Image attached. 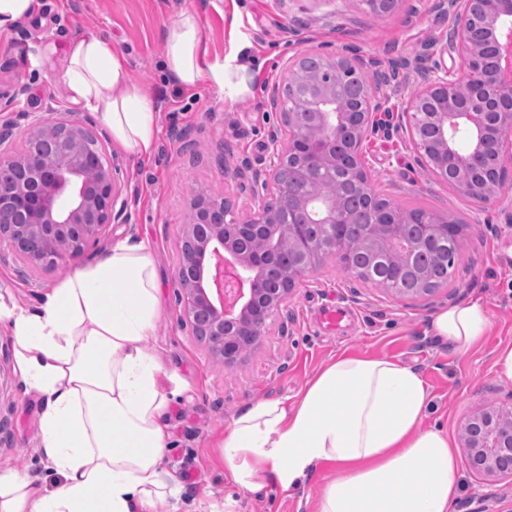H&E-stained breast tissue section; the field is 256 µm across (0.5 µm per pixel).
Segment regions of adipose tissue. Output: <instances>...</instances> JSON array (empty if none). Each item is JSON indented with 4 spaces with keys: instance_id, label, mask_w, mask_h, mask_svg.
Listing matches in <instances>:
<instances>
[{
    "instance_id": "1",
    "label": "adipose tissue",
    "mask_w": 512,
    "mask_h": 512,
    "mask_svg": "<svg viewBox=\"0 0 512 512\" xmlns=\"http://www.w3.org/2000/svg\"><path fill=\"white\" fill-rule=\"evenodd\" d=\"M164 67L187 87L224 86V66L204 58L191 10L167 28ZM62 81L70 101L92 112L118 147L153 154L157 102L130 83L111 42L72 40ZM159 287L148 241L125 238L53 288L37 310L0 303L22 381L44 398L43 453L64 479L49 492L19 472H1L0 512H156L173 496L164 467L170 399L158 385L161 364L142 346L161 314ZM490 326L477 301L449 307L431 324L463 353ZM433 406L421 372L341 355L294 404L247 405L224 438V466L241 489L257 492L263 473L291 489L319 465H333L317 512H451L461 449L442 429L424 427Z\"/></svg>"
}]
</instances>
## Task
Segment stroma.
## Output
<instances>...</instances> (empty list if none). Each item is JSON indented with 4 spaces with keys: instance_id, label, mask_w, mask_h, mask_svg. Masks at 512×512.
<instances>
[{
    "instance_id": "obj_1",
    "label": "stroma",
    "mask_w": 512,
    "mask_h": 512,
    "mask_svg": "<svg viewBox=\"0 0 512 512\" xmlns=\"http://www.w3.org/2000/svg\"><path fill=\"white\" fill-rule=\"evenodd\" d=\"M40 8L0 35V91L22 84L27 92L0 112L5 148L20 149L26 112L73 108L61 81L70 40L96 35L111 40L128 61L132 83L160 102L161 133L151 158L106 146L121 215L113 217L105 243L131 236L151 243L160 275L162 313L148 353L163 366L161 388L171 398L166 416L172 447L168 470L180 480L171 506L177 512H315L329 468H317L303 487L282 489L267 477L264 490L237 488L224 467V435L235 416L263 398L295 401L329 360L346 352L379 356L424 375L440 426L456 438L459 422L476 407L512 396V382L493 372L497 349L512 343V175L497 201L478 204L450 190L420 162L399 120L409 97L430 75L424 56L445 38L450 19L434 0H400L390 14L370 13L359 0H39ZM186 9L198 14L209 61L224 64L223 89L187 87L163 68L165 32ZM345 54L377 61L385 74L382 105L361 150L371 186L404 208L420 207L463 224L465 246L448 285L416 298H394L347 274L341 263L322 265L268 323L265 336L240 360L211 358L190 326L180 321L175 267L178 231L198 189L231 198L246 217L256 199L251 185L230 175L235 166H269L268 133L279 126L273 88L299 55ZM73 273L61 267L34 272L0 247V302L37 308L45 294ZM481 301L492 318L488 336L459 353L431 332L433 318L454 305ZM16 338L0 325V472L16 470L47 490L63 478L41 453L43 397L25 389L15 359ZM461 491L451 512H473L489 496L493 512H512V480L489 483L458 461Z\"/></svg>"
}]
</instances>
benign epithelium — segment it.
<instances>
[{
  "mask_svg": "<svg viewBox=\"0 0 512 512\" xmlns=\"http://www.w3.org/2000/svg\"><path fill=\"white\" fill-rule=\"evenodd\" d=\"M443 13L453 11L454 23L439 57L455 56L468 74L459 78L434 61V78L409 99L405 129L429 172L454 192L478 203L498 198L503 185L500 169L489 168L485 157L508 144L512 135V78L504 75L512 64V0H437ZM339 69L373 73L356 102L336 97L332 86L316 83L311 106L314 119L299 130L293 112L281 113V125L271 131L273 162L265 170L249 166L233 170L232 179L250 176L255 186L288 197V208L301 212L302 224H288L294 257L281 270L275 285L268 273L278 267L281 219L261 205L251 218H233L224 195L195 194L190 220L178 232L180 256L175 269L182 320L204 341L210 355L226 363L265 335L268 320L318 267L341 259L347 241L341 225L354 215L336 208V198L319 191L293 189L281 180L289 162L309 183L322 170L336 171V134L350 133L345 147L342 178L369 184L360 152L379 109L377 85L384 76L374 71L377 62L357 57L332 56ZM469 96L458 94L463 84ZM436 131L431 149L423 147L421 126ZM466 133V147L457 134ZM24 143L38 144L5 152L0 149V244L9 248L30 270L51 271L73 267L98 246L119 197L112 164L92 130L90 118L50 107L27 118ZM372 206L383 208L375 223L377 237L390 248L406 247L400 225L403 212L368 193ZM263 243L262 252L254 245ZM459 434L470 469L486 482L512 477V401L493 403L472 411Z\"/></svg>",
  "mask_w": 512,
  "mask_h": 512,
  "instance_id": "1",
  "label": "benign epithelium"
}]
</instances>
